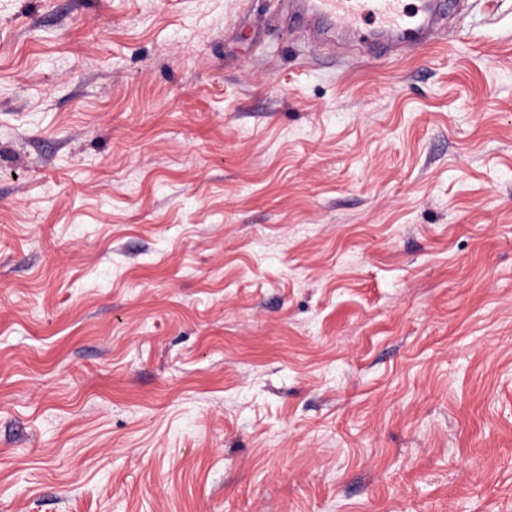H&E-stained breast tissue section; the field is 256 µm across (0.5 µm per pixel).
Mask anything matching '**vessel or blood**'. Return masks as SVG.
I'll list each match as a JSON object with an SVG mask.
<instances>
[{"label":"vessel or blood","instance_id":"obj_1","mask_svg":"<svg viewBox=\"0 0 512 512\" xmlns=\"http://www.w3.org/2000/svg\"><path fill=\"white\" fill-rule=\"evenodd\" d=\"M439 0H419L409 11L403 0H289L294 26L341 28L363 43L387 40L401 49L429 35L437 22Z\"/></svg>","mask_w":512,"mask_h":512}]
</instances>
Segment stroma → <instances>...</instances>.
Masks as SVG:
<instances>
[{
    "mask_svg": "<svg viewBox=\"0 0 512 512\" xmlns=\"http://www.w3.org/2000/svg\"><path fill=\"white\" fill-rule=\"evenodd\" d=\"M455 2L0 0V512H512V0ZM444 1L420 0L413 12L406 10L402 0H290L287 7L296 27H339L380 49L390 42L394 50L427 37L437 23V5Z\"/></svg>",
    "mask_w": 512,
    "mask_h": 512,
    "instance_id": "stroma-1",
    "label": "stroma"
}]
</instances>
